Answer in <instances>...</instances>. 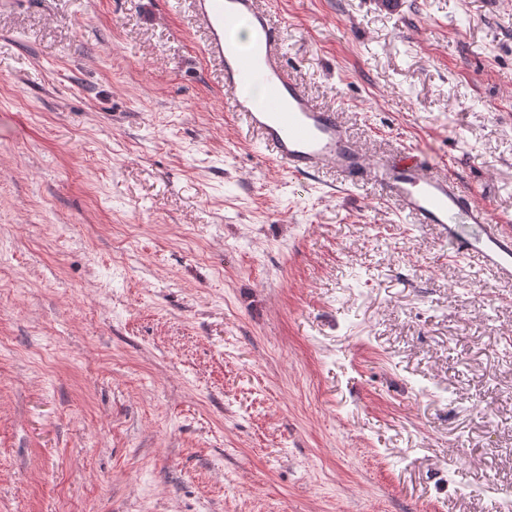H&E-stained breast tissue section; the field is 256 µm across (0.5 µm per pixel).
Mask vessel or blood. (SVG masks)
Wrapping results in <instances>:
<instances>
[{
	"label": "vessel or blood",
	"mask_w": 512,
	"mask_h": 512,
	"mask_svg": "<svg viewBox=\"0 0 512 512\" xmlns=\"http://www.w3.org/2000/svg\"><path fill=\"white\" fill-rule=\"evenodd\" d=\"M192 6L207 30L204 53L217 63L236 114L260 133L276 160L297 174L331 167L355 181L375 180L416 223L438 225L457 258L478 261L495 281H512V234L452 175L430 172L415 156L369 161L337 113L318 106L289 77L284 44L258 0H192ZM240 21L251 33L245 48L231 36ZM249 83L263 89V103L245 92Z\"/></svg>",
	"instance_id": "obj_1"
}]
</instances>
